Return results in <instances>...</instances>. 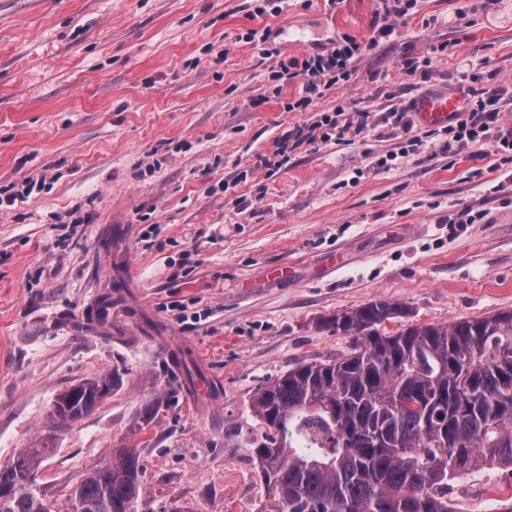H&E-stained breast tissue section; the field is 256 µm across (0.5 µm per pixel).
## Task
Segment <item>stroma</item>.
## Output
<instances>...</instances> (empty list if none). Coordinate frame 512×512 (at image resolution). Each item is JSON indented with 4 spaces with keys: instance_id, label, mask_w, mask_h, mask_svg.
<instances>
[{
    "instance_id": "35a3bbf8",
    "label": "stroma",
    "mask_w": 512,
    "mask_h": 512,
    "mask_svg": "<svg viewBox=\"0 0 512 512\" xmlns=\"http://www.w3.org/2000/svg\"><path fill=\"white\" fill-rule=\"evenodd\" d=\"M266 5L0 0V192L46 182L0 204V464L47 440L37 480L58 501L126 445L143 465L137 512H263L251 401L299 362L350 351L327 318L386 299L407 310L391 333L512 310V186L496 188L512 169L490 146L447 154L440 126H414L410 145L391 118L465 73L512 87V0H415L384 37L376 0ZM264 28L279 57L248 42ZM344 36L363 46L350 78L289 110L301 83L273 67ZM425 55L429 76L405 77ZM340 101L367 111L369 133L256 167ZM277 266L292 278L270 279ZM104 372L121 379L112 395L52 430L57 395ZM511 498L509 466L448 482L455 512Z\"/></svg>"
}]
</instances>
